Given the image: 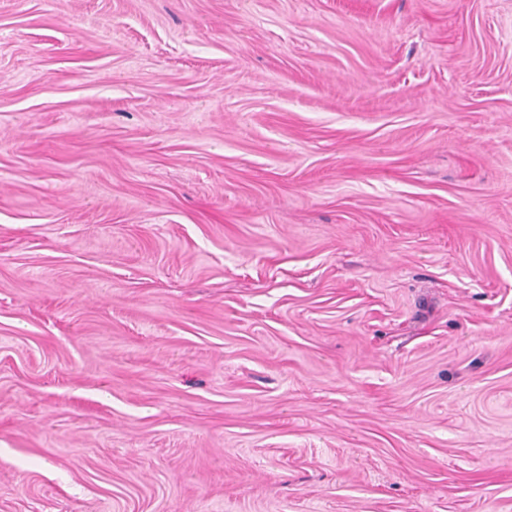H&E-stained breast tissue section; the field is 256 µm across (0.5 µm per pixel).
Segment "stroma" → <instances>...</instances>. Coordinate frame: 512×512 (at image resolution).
<instances>
[{"label":"stroma","mask_w":512,"mask_h":512,"mask_svg":"<svg viewBox=\"0 0 512 512\" xmlns=\"http://www.w3.org/2000/svg\"><path fill=\"white\" fill-rule=\"evenodd\" d=\"M0 512H512V0H0Z\"/></svg>","instance_id":"35a3bbf8"}]
</instances>
